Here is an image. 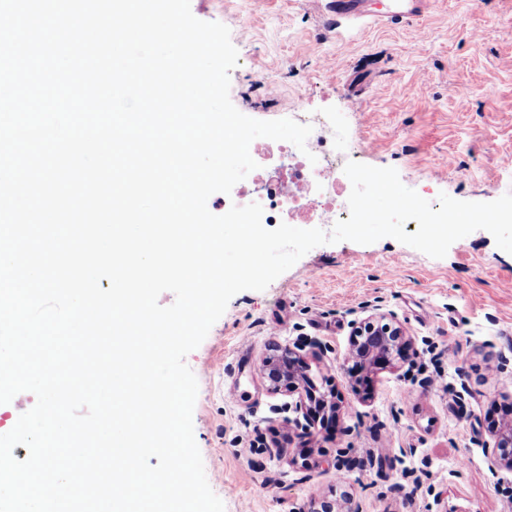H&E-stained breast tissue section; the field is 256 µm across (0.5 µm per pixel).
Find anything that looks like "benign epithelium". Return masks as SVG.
<instances>
[{
	"mask_svg": "<svg viewBox=\"0 0 512 512\" xmlns=\"http://www.w3.org/2000/svg\"><path fill=\"white\" fill-rule=\"evenodd\" d=\"M415 354L413 341L404 336L400 328L386 321L383 315L371 317L352 326L347 372L358 391L362 384L369 381L368 374L387 369L397 361H407ZM262 373L273 392L282 389L294 392L304 384L306 378L303 360L290 350L266 358L262 364ZM311 400L315 407L307 410L304 418L312 415L322 426H334L338 402L314 395ZM491 432L495 437L494 448L500 460L512 468V421L502 426L499 420H492Z\"/></svg>",
	"mask_w": 512,
	"mask_h": 512,
	"instance_id": "7a95c632",
	"label": "benign epithelium"
}]
</instances>
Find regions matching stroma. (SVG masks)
<instances>
[{
  "mask_svg": "<svg viewBox=\"0 0 512 512\" xmlns=\"http://www.w3.org/2000/svg\"><path fill=\"white\" fill-rule=\"evenodd\" d=\"M239 53L230 99L243 114L332 112L365 161L439 194L490 202L512 192V0H434L418 22L334 27L308 0H191ZM386 315L416 356L372 377L346 374L352 325ZM292 349L317 390L343 396L336 429L294 424L304 392L261 373ZM206 478L225 512H512L492 403L512 401V254L478 230L432 258L392 238L318 246L264 291L235 295L186 357ZM442 372L447 392L428 384Z\"/></svg>",
  "mask_w": 512,
  "mask_h": 512,
  "instance_id": "stroma-1",
  "label": "stroma"
}]
</instances>
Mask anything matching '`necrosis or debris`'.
Segmentation results:
<instances>
[{
    "label": "necrosis or debris",
    "mask_w": 512,
    "mask_h": 512,
    "mask_svg": "<svg viewBox=\"0 0 512 512\" xmlns=\"http://www.w3.org/2000/svg\"><path fill=\"white\" fill-rule=\"evenodd\" d=\"M291 118L313 127L306 151H299L286 141L272 146L251 143L250 152L258 167L240 181L232 204L260 203L267 224L299 216L310 224H333L348 219L351 182L344 166L350 161H361L364 147L349 127H337L333 116L295 112Z\"/></svg>",
    "instance_id": "necrosis-or-debris-1"
}]
</instances>
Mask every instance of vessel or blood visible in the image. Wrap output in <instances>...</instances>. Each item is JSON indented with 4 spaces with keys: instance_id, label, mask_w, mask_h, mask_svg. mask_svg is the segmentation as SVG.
Here are the masks:
<instances>
[{
    "instance_id": "obj_1",
    "label": "vessel or blood",
    "mask_w": 512,
    "mask_h": 512,
    "mask_svg": "<svg viewBox=\"0 0 512 512\" xmlns=\"http://www.w3.org/2000/svg\"><path fill=\"white\" fill-rule=\"evenodd\" d=\"M325 4L331 18L374 19L404 23L423 18L431 0H310Z\"/></svg>"
}]
</instances>
